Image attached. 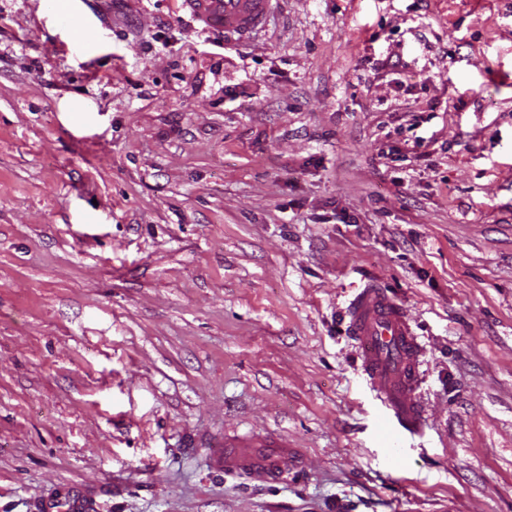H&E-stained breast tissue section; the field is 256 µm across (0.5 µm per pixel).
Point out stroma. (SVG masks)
Here are the masks:
<instances>
[{
    "label": "stroma",
    "mask_w": 512,
    "mask_h": 512,
    "mask_svg": "<svg viewBox=\"0 0 512 512\" xmlns=\"http://www.w3.org/2000/svg\"><path fill=\"white\" fill-rule=\"evenodd\" d=\"M83 16L95 37L59 14ZM424 344L390 451L345 311ZM299 449L272 480L210 459ZM512 512V0H0V512ZM206 24L224 32L225 45H243L265 31L278 0H183ZM39 508L41 512H95L97 503L81 487L66 484L43 500Z\"/></svg>",
    "instance_id": "obj_1"
}]
</instances>
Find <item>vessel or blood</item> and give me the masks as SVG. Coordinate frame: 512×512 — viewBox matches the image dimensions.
Returning a JSON list of instances; mask_svg holds the SVG:
<instances>
[{
  "label": "vessel or blood",
  "mask_w": 512,
  "mask_h": 512,
  "mask_svg": "<svg viewBox=\"0 0 512 512\" xmlns=\"http://www.w3.org/2000/svg\"><path fill=\"white\" fill-rule=\"evenodd\" d=\"M185 2L206 24L223 30L225 44L242 45L267 29L277 0ZM348 316L362 373L378 383L382 402L398 426L408 432L419 430L423 409L415 393L422 383L424 348L407 313L384 289L369 286L352 300ZM212 463L277 478L298 468L300 458L291 448L258 454L241 440L214 455ZM39 508L41 512H95L97 503L81 487L66 484Z\"/></svg>",
  "instance_id": "b4317fda"
}]
</instances>
